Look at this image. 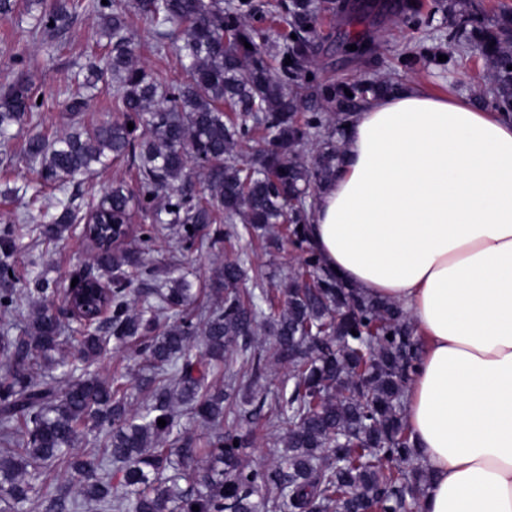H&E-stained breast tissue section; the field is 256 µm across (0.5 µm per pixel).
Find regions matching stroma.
<instances>
[{
  "mask_svg": "<svg viewBox=\"0 0 512 512\" xmlns=\"http://www.w3.org/2000/svg\"><path fill=\"white\" fill-rule=\"evenodd\" d=\"M337 2L336 15L327 17L319 27L325 43L311 67L317 80L364 79L395 72L400 87L419 84L432 94L464 97L477 108L491 110L492 74L482 59L470 63L468 75L460 83L447 65L430 56V48L439 46L440 35L448 31V14L435 9L434 0H382L383 11L369 13L362 20L350 15V0ZM414 14L421 18V25L409 24L408 19ZM357 37L373 42L371 54L358 56L347 49V42ZM99 53L98 26L93 14H80L73 26L50 46L22 34L15 19L0 16V85L12 78V57L22 55L24 72L33 90L54 93L43 112V126L48 132L66 131L68 119L63 102L71 89V79ZM37 194L50 205L69 196L65 190L40 187L35 173L23 163L0 164V220L22 216L28 219L27 231L14 256L13 286L20 290L29 288L32 267L40 265L55 283L57 291L47 301L57 307L69 284L71 269L91 261L95 252L78 231L60 240L45 239L41 221L30 217L31 199ZM236 252L248 253L253 266L261 267L274 279L300 260L299 251L288 244L269 252L257 241L243 237L221 241L208 251L183 252L174 237L161 235L155 239L146 261L163 270L175 267L178 275L202 289L203 301L213 303L224 297L214 286L216 272L225 256ZM94 371L106 379L116 373L122 375L133 405H140L142 371L134 348L113 349L107 359L95 365Z\"/></svg>",
  "mask_w": 512,
  "mask_h": 512,
  "instance_id": "stroma-1",
  "label": "stroma"
}]
</instances>
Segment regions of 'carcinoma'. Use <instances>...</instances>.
<instances>
[{"instance_id": "1", "label": "carcinoma", "mask_w": 512, "mask_h": 512, "mask_svg": "<svg viewBox=\"0 0 512 512\" xmlns=\"http://www.w3.org/2000/svg\"><path fill=\"white\" fill-rule=\"evenodd\" d=\"M131 8L150 24L155 52L183 70L182 80L138 63L128 33ZM274 8L287 29L279 41L253 25L260 13L255 0H0L1 15L27 23L22 32L44 43L67 31L79 13L97 16L107 40L104 63H89L80 85L112 89L121 114L51 135L41 128L38 95L20 71L0 89V142L13 127L30 126L20 156L44 186L60 188L118 161L135 170L136 192L119 183L85 213L75 193L50 216L44 234L60 240L93 219L144 224L139 251L103 247L91 264L71 272L80 281L108 278L105 327L68 333L43 302L54 289L39 271L31 279L29 295L38 301L27 324L0 338L8 358L0 374V501L7 507L24 506L44 470L65 459L78 489L57 485L41 497L42 512H68L73 491L81 507L98 512H193L194 505L199 512H406L419 506L429 475L403 413L419 362L414 330L400 306L364 297L307 246L310 194L335 178L343 161L340 136L353 113L389 86L307 79L321 46L319 20L336 13V0H277ZM448 17L446 47L438 51L462 69L476 53L486 59L494 108L512 118V13L503 11L496 23L479 20L476 8L450 10ZM265 46L279 56V67L268 65ZM313 140L318 146L306 161L302 152ZM192 162L206 171L200 193L190 180ZM160 224L179 226L185 250L213 247L240 224L275 248L286 239L303 255L280 285L259 269L248 275L244 252L224 258L217 275L224 302L197 312L188 282L163 278L144 262ZM23 228L14 220L0 225L5 315L22 307L9 272ZM261 328L274 337L273 358L288 369L266 413L271 427L288 425L271 471L245 458L254 435L242 423L252 414L213 385L219 375L227 388L258 384L270 366L255 344ZM133 340L148 371L147 398L135 412L120 378L87 371L107 356L110 343ZM71 344L82 369L60 356ZM42 367L61 370V379L37 375ZM180 406L210 430L205 462L183 428ZM94 431L105 434L103 451L73 454L82 434Z\"/></svg>"}]
</instances>
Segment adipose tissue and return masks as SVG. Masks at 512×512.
I'll use <instances>...</instances> for the list:
<instances>
[{"instance_id":"1","label":"adipose tissue","mask_w":512,"mask_h":512,"mask_svg":"<svg viewBox=\"0 0 512 512\" xmlns=\"http://www.w3.org/2000/svg\"><path fill=\"white\" fill-rule=\"evenodd\" d=\"M311 245L422 339L405 408L422 512H512V121L418 85L372 101Z\"/></svg>"}]
</instances>
